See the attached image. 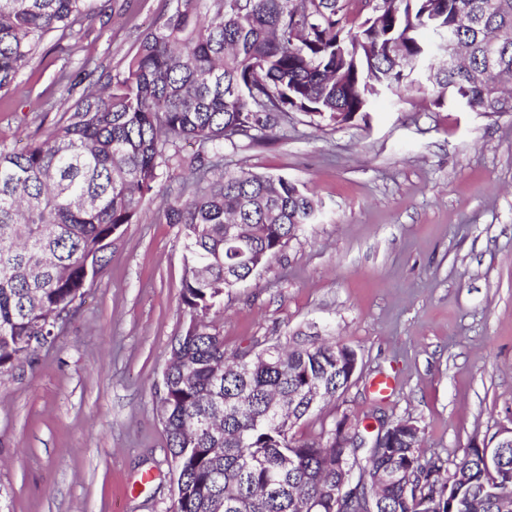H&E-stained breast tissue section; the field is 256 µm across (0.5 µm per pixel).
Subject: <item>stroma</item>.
Returning <instances> with one entry per match:
<instances>
[{"instance_id":"35a3bbf8","label":"stroma","mask_w":512,"mask_h":512,"mask_svg":"<svg viewBox=\"0 0 512 512\" xmlns=\"http://www.w3.org/2000/svg\"><path fill=\"white\" fill-rule=\"evenodd\" d=\"M173 0H108L78 37L49 36L0 93V150L49 132L76 100L56 78L118 72ZM311 189L320 214L281 261L212 315L227 353L317 325L356 350L349 388L302 420L409 419L424 457L459 463L512 429V113L386 96L321 129L289 113L270 140L225 146L224 169ZM182 172L161 168L175 197ZM163 197L127 225L52 343L0 380V512H170L176 473L157 409L183 324V246ZM380 378L393 383L378 392Z\"/></svg>"}]
</instances>
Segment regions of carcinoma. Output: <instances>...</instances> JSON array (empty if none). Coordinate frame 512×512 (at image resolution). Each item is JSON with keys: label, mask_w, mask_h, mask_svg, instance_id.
<instances>
[{"label": "carcinoma", "mask_w": 512, "mask_h": 512, "mask_svg": "<svg viewBox=\"0 0 512 512\" xmlns=\"http://www.w3.org/2000/svg\"><path fill=\"white\" fill-rule=\"evenodd\" d=\"M175 0L140 40L122 70L84 90L60 122L21 152L0 151V378L57 335L101 274L124 226L141 220L158 170L188 171L166 203L182 226L185 321L163 372L160 414L178 473L172 512H336L355 499L372 512H497L512 498V448L505 473L489 471L470 446L451 471L422 457L421 430L367 448L369 426L352 421L351 444L336 426L311 440L294 429L347 390L340 361L355 350L334 341L273 343L275 357L224 350L205 323L224 311L229 281H245L280 260L288 242L317 218L313 193L247 169L225 174L221 148L260 142L290 112L310 123L366 116L379 97L432 89L437 104L512 113V0ZM102 0H0V92L53 33L80 34ZM455 33L471 67L495 65L492 81L434 64L439 41ZM203 151L179 156L177 143ZM247 246L254 263H237ZM354 468L346 480L336 464Z\"/></svg>", "instance_id": "carcinoma-1"}]
</instances>
